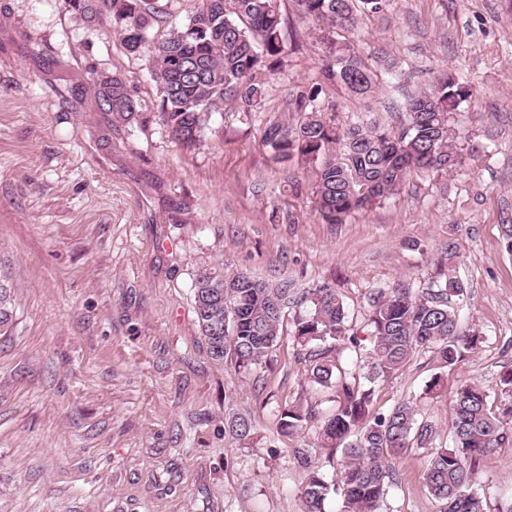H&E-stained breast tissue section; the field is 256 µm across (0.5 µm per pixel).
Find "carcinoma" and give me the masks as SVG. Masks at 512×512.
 <instances>
[{"label":"carcinoma","mask_w":512,"mask_h":512,"mask_svg":"<svg viewBox=\"0 0 512 512\" xmlns=\"http://www.w3.org/2000/svg\"><path fill=\"white\" fill-rule=\"evenodd\" d=\"M300 15L320 25L325 64L319 80L296 86L294 111L302 119L268 123L263 145L275 157H298L315 176L316 212L327 224H341L397 195L414 174H452L462 153L454 114L472 102L473 88L452 74L427 91L409 97L406 118L398 126L375 114L353 116L346 125L322 106L331 87L369 99L379 74L362 61L353 44L336 40V30L351 32L364 17H382L393 0H296ZM67 11L90 22L112 17L127 51L148 58L161 98V117L175 141L195 144L208 117L233 101L247 111L261 107L265 71L274 70L285 52L280 0H196L188 21L159 34L166 22L162 0H63ZM99 108L127 120L139 103L118 75L92 80ZM455 242L448 241L439 261L440 276L426 288L398 285L370 295L366 322L368 344L361 345L349 324L343 300L327 286L311 289L301 303L308 311L293 321L292 338L307 381L333 393L335 409L321 425L324 448L341 450L332 477L310 473L301 492L305 512H323L330 494L341 490V512H384L399 477L393 460L411 448L426 450L424 485L443 505L441 512H485L474 492L479 460L512 447V405L496 409L491 392L478 381L462 379L451 396L453 445L435 444L436 424L402 401L388 411H373L375 387L401 371L420 352L436 364L426 393L445 386L448 371L469 350L483 343V333L466 324L459 301L466 288L455 275ZM288 283L269 284L244 273L203 270L195 279L194 300L202 335L211 357L250 371L267 361L280 342L288 305ZM13 317L11 289L0 276V327ZM347 348L356 363L341 359ZM498 394L512 398V366L496 381ZM300 403L281 412L279 432L290 435L306 420ZM229 432L248 440L251 426L243 417L230 421Z\"/></svg>","instance_id":"cac0c4a2"}]
</instances>
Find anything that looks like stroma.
<instances>
[{
    "mask_svg": "<svg viewBox=\"0 0 512 512\" xmlns=\"http://www.w3.org/2000/svg\"><path fill=\"white\" fill-rule=\"evenodd\" d=\"M288 48L260 109L228 104L184 148L161 118L146 57L129 54L109 17L87 23L62 0H0V274L12 287L0 328V512H302L311 470L333 474L339 451L317 445L331 391L308 384L283 336L249 373L215 361L197 322L205 269L243 272L296 294L335 288L362 327L369 290L427 287L448 241L465 285L463 314L485 340L429 395L430 354L377 386L376 408L409 400L450 441L451 389L494 387L512 364V0H394L351 39L377 64L387 49L408 84L441 75L477 99L455 117L477 149L456 173L410 178L400 193L343 224L316 212L312 169L275 159L269 120L292 118L294 83L319 78L322 46L295 0H281ZM120 74L139 110L100 111L95 75ZM311 415L293 435L280 412ZM243 416L249 441L226 426ZM387 512H438L424 453L395 462ZM486 512H512V448L485 457L475 486ZM308 412L301 403L289 405L281 412L279 419V432L282 435H290L297 431L306 420Z\"/></svg>",
    "mask_w": 512,
    "mask_h": 512,
    "instance_id": "1",
    "label": "stroma"
}]
</instances>
